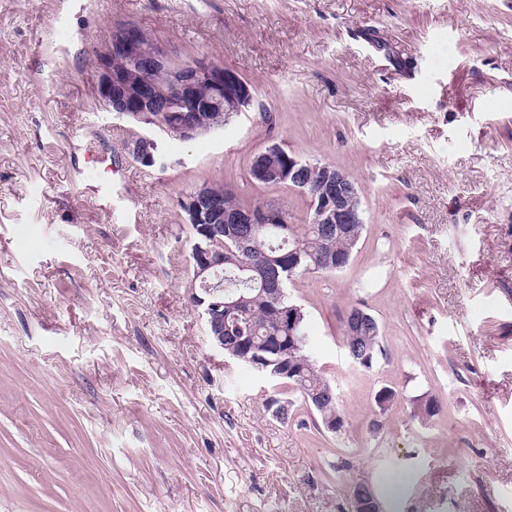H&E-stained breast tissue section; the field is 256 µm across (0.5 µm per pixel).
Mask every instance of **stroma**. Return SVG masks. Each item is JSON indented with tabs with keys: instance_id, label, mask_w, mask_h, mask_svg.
<instances>
[{
	"instance_id": "35a3bbf8",
	"label": "stroma",
	"mask_w": 512,
	"mask_h": 512,
	"mask_svg": "<svg viewBox=\"0 0 512 512\" xmlns=\"http://www.w3.org/2000/svg\"><path fill=\"white\" fill-rule=\"evenodd\" d=\"M126 22L174 65L238 70L256 106L134 162L96 63ZM91 141L124 174L108 203ZM275 143L347 173L364 212L348 266L288 288L338 434L190 299L186 192L305 219L249 179ZM354 306L382 331L368 368L342 345ZM359 479L386 512H512V0H0V512H349Z\"/></svg>"
}]
</instances>
